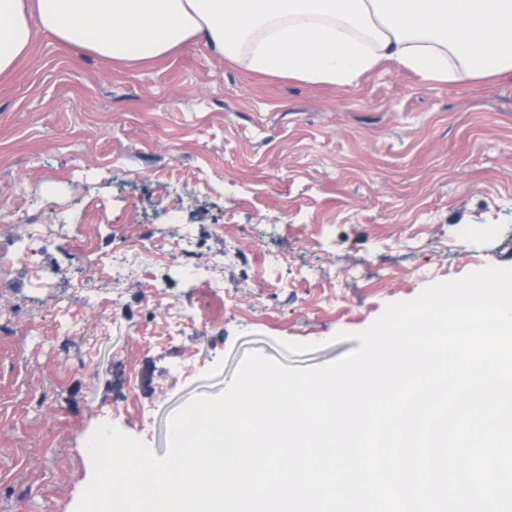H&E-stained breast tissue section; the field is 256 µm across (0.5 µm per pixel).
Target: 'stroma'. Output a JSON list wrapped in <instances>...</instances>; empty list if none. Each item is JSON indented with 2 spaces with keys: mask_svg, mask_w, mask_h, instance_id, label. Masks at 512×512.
<instances>
[{
  "mask_svg": "<svg viewBox=\"0 0 512 512\" xmlns=\"http://www.w3.org/2000/svg\"><path fill=\"white\" fill-rule=\"evenodd\" d=\"M57 210L99 276L58 234L31 241ZM181 230L197 265L234 252L222 295L185 276ZM488 265L512 267V75L386 64L339 87L199 39L106 61L36 32L0 78V512H75L99 425L164 456L172 414L249 351L335 362L388 304Z\"/></svg>",
  "mask_w": 512,
  "mask_h": 512,
  "instance_id": "obj_1",
  "label": "stroma"
}]
</instances>
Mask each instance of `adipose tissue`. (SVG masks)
Masks as SVG:
<instances>
[{
	"label": "adipose tissue",
	"instance_id": "adipose-tissue-1",
	"mask_svg": "<svg viewBox=\"0 0 512 512\" xmlns=\"http://www.w3.org/2000/svg\"><path fill=\"white\" fill-rule=\"evenodd\" d=\"M37 26L109 61L198 37L250 70L343 87L385 63L439 83L512 74V0H0V76Z\"/></svg>",
	"mask_w": 512,
	"mask_h": 512
}]
</instances>
